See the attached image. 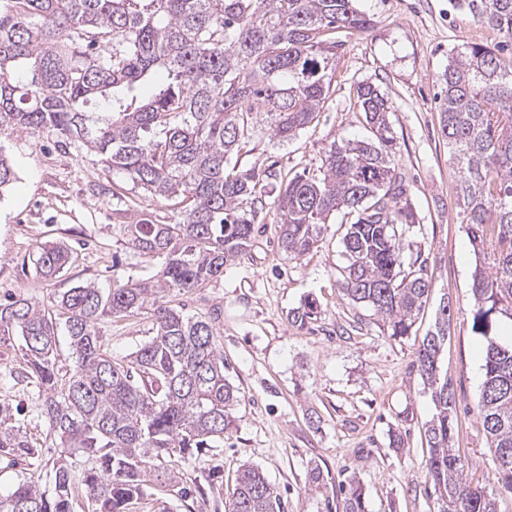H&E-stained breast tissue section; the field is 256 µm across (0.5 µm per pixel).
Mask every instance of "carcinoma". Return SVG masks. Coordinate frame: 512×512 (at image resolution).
<instances>
[{
  "label": "carcinoma",
  "instance_id": "obj_1",
  "mask_svg": "<svg viewBox=\"0 0 512 512\" xmlns=\"http://www.w3.org/2000/svg\"><path fill=\"white\" fill-rule=\"evenodd\" d=\"M454 10L512 38V0H449ZM370 20L354 0H0V128L54 132L101 156L155 196L182 198L174 224L144 218L124 225L135 249L163 259L154 280L108 294L82 284L55 306L66 314L73 368L58 365L54 318L26 297L0 303V339L17 336L18 377L38 386L40 415L63 447L95 459L80 490L93 512H130L152 481L178 483L171 467L224 440L235 419L237 389L224 374L213 325L168 304L246 255L254 235L260 173L229 166L258 124L286 141L324 102L332 47L322 34L364 30ZM28 67L22 81L18 68ZM162 76L152 93L141 89ZM441 132L459 174L457 207L475 256L472 330L483 339V382L476 409L495 457V479L512 492V342L499 339L512 321V68L496 49L469 45L450 53L439 75ZM357 97L372 133L332 144L320 168L296 175L279 196L277 223L288 254L318 247L329 217L353 218L343 237L341 289L371 307L392 339L409 336L434 290L426 261L407 256L406 233L420 219L396 171L388 99L372 83ZM66 252L40 248L34 266L59 273ZM144 311L152 338L116 359L96 326L105 317ZM454 316L439 304L434 330L414 366L431 392L436 416L425 427L426 469L440 512H497L493 498L468 481L454 448L457 398L439 357ZM39 457L12 404L0 399V459L15 466ZM76 484L66 461L50 491L23 481L0 496V512H73ZM335 512H367L360 482L339 483ZM228 512H283L264 474L245 466Z\"/></svg>",
  "mask_w": 512,
  "mask_h": 512
}]
</instances>
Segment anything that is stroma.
Here are the masks:
<instances>
[{"label": "stroma", "instance_id": "obj_1", "mask_svg": "<svg viewBox=\"0 0 512 512\" xmlns=\"http://www.w3.org/2000/svg\"><path fill=\"white\" fill-rule=\"evenodd\" d=\"M368 30L339 29L326 99L314 120L280 142L269 133L242 144L231 157L262 175L246 256L192 293L170 294L172 305L212 322L224 353L225 374L239 390L232 432L223 442L180 465V486L154 482L130 512H225L238 469L258 467L279 495L284 512H326L339 481L359 479L369 512H438L424 466L426 423L435 409L413 370L415 352L434 329L441 299L457 312L441 367L458 399L455 446L468 460V478L512 512V493L493 479L494 457L475 408L482 382V343L468 311L476 257L455 205L457 176L440 131L435 97L439 71L455 48L500 47L504 36L471 15L452 12L448 0H357ZM376 85L391 105L397 141L395 165L409 183L421 218L406 236L409 255H421L435 278L434 292L409 337L395 340L365 305L352 304L340 283L346 260L343 215L331 216L312 252L296 258L279 244L276 202L293 176L318 169L330 144L365 140L359 84ZM0 150L16 179L0 193V301L27 297L52 306L62 293L92 283L102 291L159 274L162 260L134 249L122 227L143 217L170 224L180 206L152 196L84 147L11 126L0 131ZM65 245L64 271L36 274L33 258L45 242ZM315 300L310 323L295 322ZM97 331L105 350L122 358L154 334L149 314L103 318ZM18 339L0 343V398L18 409L35 447L33 465L0 459V494L22 480L53 486L62 458L38 409L37 390L14 378ZM402 434L393 446V434ZM325 482L312 487V466Z\"/></svg>", "mask_w": 512, "mask_h": 512}]
</instances>
